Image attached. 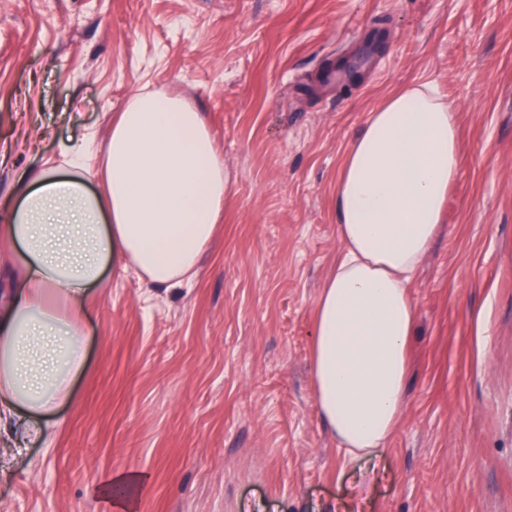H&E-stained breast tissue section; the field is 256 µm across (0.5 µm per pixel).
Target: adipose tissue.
Wrapping results in <instances>:
<instances>
[{
    "mask_svg": "<svg viewBox=\"0 0 512 512\" xmlns=\"http://www.w3.org/2000/svg\"><path fill=\"white\" fill-rule=\"evenodd\" d=\"M456 112L427 83L387 95L347 148L336 180L339 255L315 306L311 366L318 413L339 447H385L405 405L407 350L417 324L412 279L436 241L458 173ZM67 172H19L0 219V252L18 259L19 288L0 301V435L72 396L82 369V322L107 268L149 284L190 279L234 189L203 114L182 96L134 95L112 124L101 191L79 157ZM140 476L95 489L133 512Z\"/></svg>",
    "mask_w": 512,
    "mask_h": 512,
    "instance_id": "adipose-tissue-1",
    "label": "adipose tissue"
}]
</instances>
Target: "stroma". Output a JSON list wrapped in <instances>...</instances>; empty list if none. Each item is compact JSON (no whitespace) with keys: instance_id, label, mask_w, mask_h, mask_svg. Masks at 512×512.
<instances>
[{"instance_id":"35a3bbf8","label":"stroma","mask_w":512,"mask_h":512,"mask_svg":"<svg viewBox=\"0 0 512 512\" xmlns=\"http://www.w3.org/2000/svg\"><path fill=\"white\" fill-rule=\"evenodd\" d=\"M431 83L461 128L418 304L403 417L352 458L321 421L314 305L339 252L344 153L394 89ZM140 90L203 112L231 173L184 288L107 274L70 402L11 452L0 512H512V0H0V209L66 168ZM141 484L140 476L134 473L118 472L102 481L95 488V493L111 500L116 510L124 512L134 509Z\"/></svg>"}]
</instances>
